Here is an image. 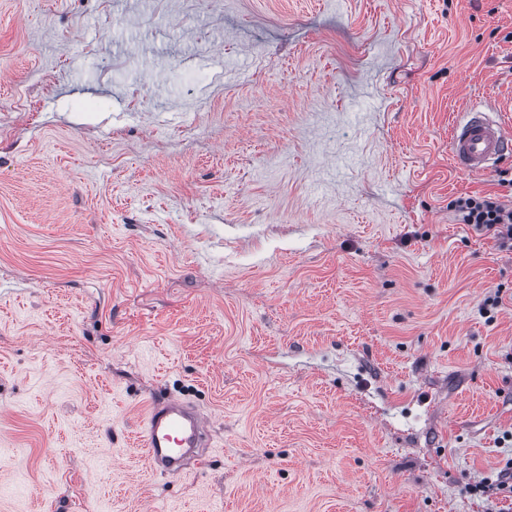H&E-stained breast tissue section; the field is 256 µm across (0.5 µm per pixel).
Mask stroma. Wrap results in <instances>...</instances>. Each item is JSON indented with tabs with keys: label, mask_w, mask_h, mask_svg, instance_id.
<instances>
[{
	"label": "stroma",
	"mask_w": 512,
	"mask_h": 512,
	"mask_svg": "<svg viewBox=\"0 0 512 512\" xmlns=\"http://www.w3.org/2000/svg\"><path fill=\"white\" fill-rule=\"evenodd\" d=\"M473 107L512 123V0H0V512H493ZM171 395L211 438L174 478ZM206 432L203 416L190 403L175 397L153 402L141 436L151 471L170 477L182 473L187 449L204 448Z\"/></svg>",
	"instance_id": "35a3bbf8"
}]
</instances>
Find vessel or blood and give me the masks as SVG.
Wrapping results in <instances>:
<instances>
[{"label":"vessel or blood","mask_w":512,"mask_h":512,"mask_svg":"<svg viewBox=\"0 0 512 512\" xmlns=\"http://www.w3.org/2000/svg\"><path fill=\"white\" fill-rule=\"evenodd\" d=\"M448 155L463 172L486 173L497 161L512 155V129L481 110H470L453 125ZM206 432L203 416L190 403L172 397L151 404L142 432L151 471L170 477L182 473L187 449L204 447Z\"/></svg>","instance_id":"b4317fda"}]
</instances>
